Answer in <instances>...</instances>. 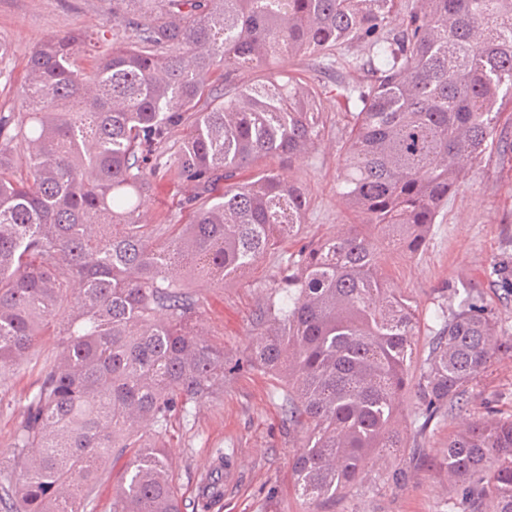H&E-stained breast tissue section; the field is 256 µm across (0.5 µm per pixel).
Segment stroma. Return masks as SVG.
Here are the masks:
<instances>
[{
	"label": "stroma",
	"mask_w": 512,
	"mask_h": 512,
	"mask_svg": "<svg viewBox=\"0 0 512 512\" xmlns=\"http://www.w3.org/2000/svg\"><path fill=\"white\" fill-rule=\"evenodd\" d=\"M74 31L86 33L92 42L83 57L89 69L113 40L123 37L108 18L104 0H0V43L7 48L0 57V113L17 111L16 93L34 47L47 36ZM283 67L298 78L318 77L330 89L341 79H364L362 70L344 61L337 68L317 70L306 54L288 58ZM349 120L346 111L325 112L323 143L292 166L290 174L308 200L302 233L224 283L197 277L190 281L189 291L198 301L197 323L211 343L223 347L224 364L232 373L224 378L223 393L174 413L168 425L166 439L186 512H304L291 477L303 439L281 410L286 376L253 369L250 347L260 334L257 315L281 267L318 240L356 227L355 214L338 195ZM191 193L175 174L155 179L142 208L145 222L188 223L183 203ZM380 258L392 286L412 297L423 313L432 314L440 304L457 305L460 295L471 292L512 336V287L491 273L494 263L512 265V179L501 171L499 149L487 150L463 178L422 252L385 249ZM57 332L54 326L46 330L28 361L0 376V455L12 451L20 408L35 392L44 361L56 355ZM470 396L474 403L492 402L512 411V353L489 369ZM206 456L240 470L238 482L218 498L198 491L203 480L199 466ZM388 469L395 477L384 481L379 466H367L360 482L337 500L336 512H448V499L459 493L444 475L405 477L404 455L393 457Z\"/></svg>",
	"instance_id": "1"
}]
</instances>
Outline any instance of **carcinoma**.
I'll use <instances>...</instances> for the list:
<instances>
[{
	"label": "carcinoma",
	"mask_w": 512,
	"mask_h": 512,
	"mask_svg": "<svg viewBox=\"0 0 512 512\" xmlns=\"http://www.w3.org/2000/svg\"><path fill=\"white\" fill-rule=\"evenodd\" d=\"M123 43L91 72L87 38L39 42L0 114V371L23 362L49 323L59 352L0 458V512H95L105 463L128 457L111 512H184L164 435L176 410L224 390V348L194 322L187 280L218 281L297 235L307 199L271 157L323 142L326 92L313 78L238 73L353 46L367 83L336 85L353 105L340 195L389 244L416 254L467 171L493 146L512 101V0H112ZM224 71V86L209 76ZM172 165L194 187L187 224H146L160 172L144 157L183 126ZM23 150L30 178L7 176ZM421 317L390 285L373 238L323 239L282 268L261 314L256 365L284 372L282 410L305 433L293 477L324 512L373 457L424 438L507 352L469 293ZM416 410L399 420L406 394ZM441 469L462 486L450 512H512V414L491 405L448 435Z\"/></svg>",
	"instance_id": "cac0c4a2"
}]
</instances>
